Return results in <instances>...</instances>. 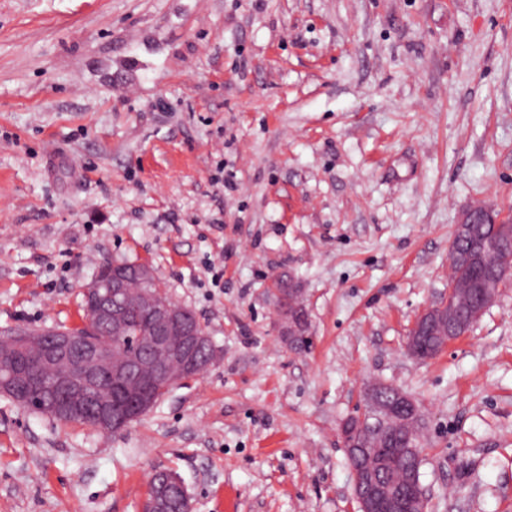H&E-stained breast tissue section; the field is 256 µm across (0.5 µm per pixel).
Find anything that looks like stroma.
<instances>
[{"instance_id": "1", "label": "stroma", "mask_w": 512, "mask_h": 512, "mask_svg": "<svg viewBox=\"0 0 512 512\" xmlns=\"http://www.w3.org/2000/svg\"><path fill=\"white\" fill-rule=\"evenodd\" d=\"M478 203L512 219V0H0V330L143 262L219 352L115 434L0 395V512H139L164 469L194 512H359L373 380L421 405L429 512H512V281L405 348ZM448 281V300L425 309L416 319L410 330L407 346L413 344L416 336H419L414 343V351L420 358L432 356L436 352V340L433 336L439 337L437 350L440 352L458 337L464 335L494 304L498 288L502 285L499 281L494 285L484 281L482 287L477 288L478 302L471 304L469 307L470 324L460 327L456 322L455 316V309L458 303L457 296L462 289L466 290L471 287L467 284H459L452 281L449 277ZM285 284V288H279L275 285L276 291L273 295L275 298L276 308L283 315V322L281 326V336L291 344L293 336H296L293 341L292 349L302 351L307 347L306 336H298L299 332L306 326V317L303 306L294 302L297 295L300 293V288H288L287 281L281 280Z\"/></svg>"}]
</instances>
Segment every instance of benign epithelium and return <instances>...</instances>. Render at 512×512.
I'll return each mask as SVG.
<instances>
[{
    "instance_id": "7a95c632",
    "label": "benign epithelium",
    "mask_w": 512,
    "mask_h": 512,
    "mask_svg": "<svg viewBox=\"0 0 512 512\" xmlns=\"http://www.w3.org/2000/svg\"><path fill=\"white\" fill-rule=\"evenodd\" d=\"M483 206L466 211L456 229L464 235L477 216H490ZM132 271L145 289L140 305L152 314L146 333L138 338L140 350L108 348L97 334L104 323L112 334L127 331V271ZM501 283H483L478 302L469 307L470 324H475L494 304ZM467 284L449 281L448 300L425 309L412 326L408 343L418 336L439 337L443 350L468 327L456 322L457 296ZM298 288H276V308L283 315L281 336L290 342L306 326L303 306L295 304ZM88 321L86 331L36 330L21 328L10 342L9 358L0 356V393L22 407L36 406L53 418L92 417L94 427L112 433L124 430L132 421L150 411L158 402L157 383L172 387L203 374L216 358L217 350L194 313L175 302L159 284L152 267H132L109 262L84 286ZM111 360L109 378L121 384L118 395H98L90 384L98 378L103 358ZM362 405L340 429L343 447L353 475L359 512H427L429 497L418 478L422 456L419 445L405 449L401 484L381 477L387 465V449L358 439L369 429L398 430L408 426L418 410L416 399L398 391L396 400H383L373 387L361 391ZM141 512H192L191 497L181 477L172 471H158L149 479Z\"/></svg>"
}]
</instances>
